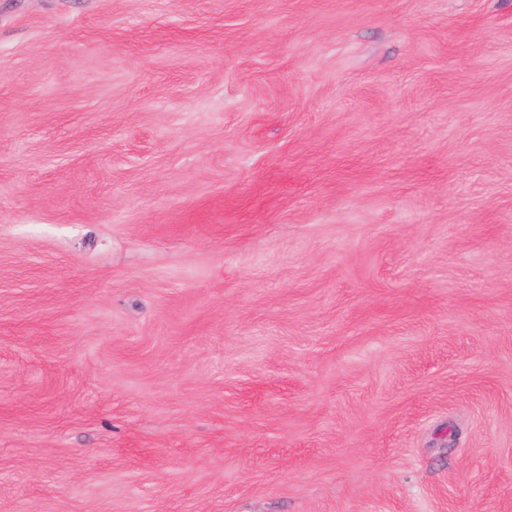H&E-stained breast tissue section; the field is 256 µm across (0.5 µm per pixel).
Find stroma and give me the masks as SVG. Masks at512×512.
<instances>
[{"label":"stroma","mask_w":512,"mask_h":512,"mask_svg":"<svg viewBox=\"0 0 512 512\" xmlns=\"http://www.w3.org/2000/svg\"><path fill=\"white\" fill-rule=\"evenodd\" d=\"M0 512H512V0H0Z\"/></svg>","instance_id":"obj_1"}]
</instances>
